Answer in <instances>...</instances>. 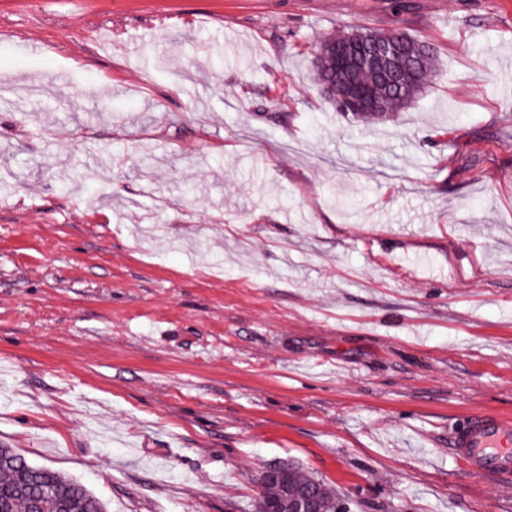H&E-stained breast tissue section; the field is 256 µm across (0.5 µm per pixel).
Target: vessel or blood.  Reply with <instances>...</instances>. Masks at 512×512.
<instances>
[{"mask_svg": "<svg viewBox=\"0 0 512 512\" xmlns=\"http://www.w3.org/2000/svg\"><path fill=\"white\" fill-rule=\"evenodd\" d=\"M456 456L473 472L512 478V418L481 412L464 422L452 440Z\"/></svg>", "mask_w": 512, "mask_h": 512, "instance_id": "b4317fda", "label": "vessel or blood"}]
</instances>
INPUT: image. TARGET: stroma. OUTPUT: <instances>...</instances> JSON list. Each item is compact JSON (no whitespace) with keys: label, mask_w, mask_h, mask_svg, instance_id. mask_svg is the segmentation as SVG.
<instances>
[{"label":"stroma","mask_w":512,"mask_h":512,"mask_svg":"<svg viewBox=\"0 0 512 512\" xmlns=\"http://www.w3.org/2000/svg\"><path fill=\"white\" fill-rule=\"evenodd\" d=\"M436 70L348 123L323 37ZM65 83H57L58 74ZM0 446L107 512H512L450 443L512 416V0H0ZM351 32L323 38L315 46L313 62L314 81L322 88L324 95L328 80L336 72L338 51L344 43L350 41L347 36ZM282 473L278 478L266 477L263 469L258 483L261 491L254 499L253 512H265L267 505L284 502L293 496L306 494L317 509L316 512H349L350 507L336 491V488L323 479L310 476L294 461H280Z\"/></svg>","instance_id":"stroma-1"}]
</instances>
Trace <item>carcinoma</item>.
<instances>
[{"mask_svg": "<svg viewBox=\"0 0 512 512\" xmlns=\"http://www.w3.org/2000/svg\"><path fill=\"white\" fill-rule=\"evenodd\" d=\"M390 40L408 48L411 68L402 78L401 90L395 92L383 85L370 72H353V82L368 89L376 106L370 112H351L338 105L331 106L344 118L369 123L391 116L412 103L433 72L434 48L401 29L385 33ZM348 42L347 34L319 40L314 49V81L325 87L336 72L339 49ZM277 478L259 475L261 491L254 499L253 512H265L267 505L284 502L296 495L309 496L317 512H350V507L324 480L307 474L294 461L281 462ZM0 512H106L104 503L84 485L50 469L30 464L11 448L0 447Z\"/></svg>", "mask_w": 512, "mask_h": 512, "instance_id": "1", "label": "carcinoma"}]
</instances>
